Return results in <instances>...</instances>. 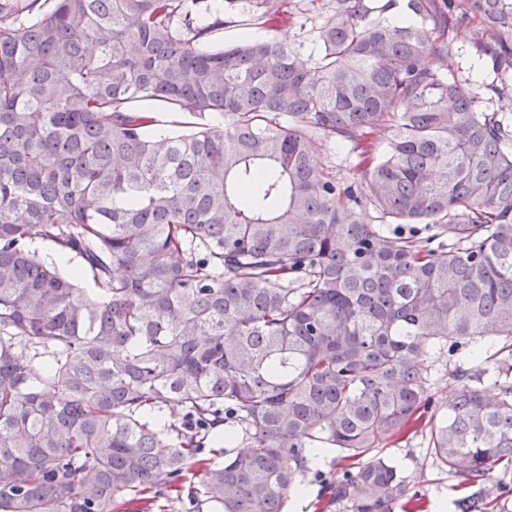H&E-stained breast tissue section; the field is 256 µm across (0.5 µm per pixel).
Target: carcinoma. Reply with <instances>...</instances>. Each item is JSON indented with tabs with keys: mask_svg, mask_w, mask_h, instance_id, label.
Returning a JSON list of instances; mask_svg holds the SVG:
<instances>
[{
	"mask_svg": "<svg viewBox=\"0 0 512 512\" xmlns=\"http://www.w3.org/2000/svg\"><path fill=\"white\" fill-rule=\"evenodd\" d=\"M237 2L275 27L279 0ZM397 6L327 0L309 66L276 33L201 48L237 23L204 0H0V512L180 500L218 424L247 446L200 467L196 512H284L315 448L318 512H428L382 454L420 434L478 484L461 512H500L512 0ZM452 17L504 76L493 112L448 77Z\"/></svg>",
	"mask_w": 512,
	"mask_h": 512,
	"instance_id": "carcinoma-1",
	"label": "carcinoma"
}]
</instances>
